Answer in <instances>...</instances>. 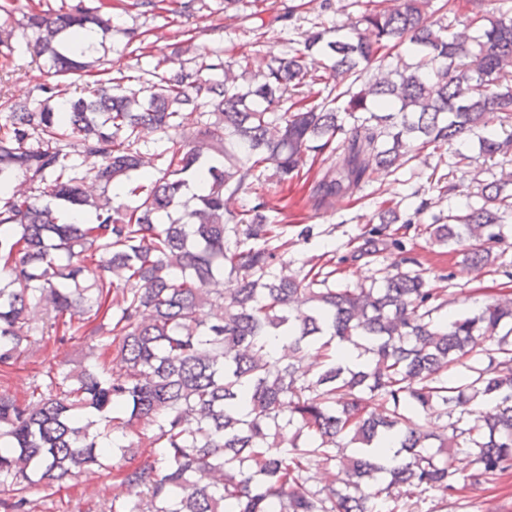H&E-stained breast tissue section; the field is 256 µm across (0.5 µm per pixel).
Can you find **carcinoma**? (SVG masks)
<instances>
[{"label": "carcinoma", "instance_id": "cac0c4a2", "mask_svg": "<svg viewBox=\"0 0 512 512\" xmlns=\"http://www.w3.org/2000/svg\"><path fill=\"white\" fill-rule=\"evenodd\" d=\"M256 2L223 0L224 16L251 23L258 44ZM128 6L190 18L206 3ZM350 6L364 33L335 36L316 22L245 88L192 34L194 55L175 72L159 59L136 90L103 72L76 97L58 79L89 72L97 46L76 39L112 30V0L31 8L26 49L53 81L42 99L7 100L0 113V183L26 184L0 195V364L52 339L112 360L50 365L23 401L0 392V512H33V489L60 490L117 456V493L99 512H375L394 495L417 512L430 490L444 512L463 490L459 449L474 456L471 485L512 472V274L477 311L446 313L447 294L429 286L395 228L434 207L417 190L413 212L388 199L351 240L357 257L395 256L380 278L338 288L324 254L295 272L288 242L310 241L316 225L270 223L262 179L268 163L280 186L304 179L318 211L433 143L476 136L484 160L509 171L424 232L479 280L512 266V17L457 30L444 7L427 11L430 0ZM403 46L410 61L370 73ZM315 54L322 75L310 68ZM186 110L196 120L180 141L144 148L150 134L170 140ZM310 155L331 162L312 182ZM454 167L427 176L440 200L457 192ZM244 193L249 203L227 208ZM84 212L93 219L74 220ZM343 348L365 361L343 363ZM140 424L152 452L128 465ZM390 436L399 461L387 465L379 451ZM318 466L338 469L342 488L314 481Z\"/></svg>", "mask_w": 512, "mask_h": 512}]
</instances>
